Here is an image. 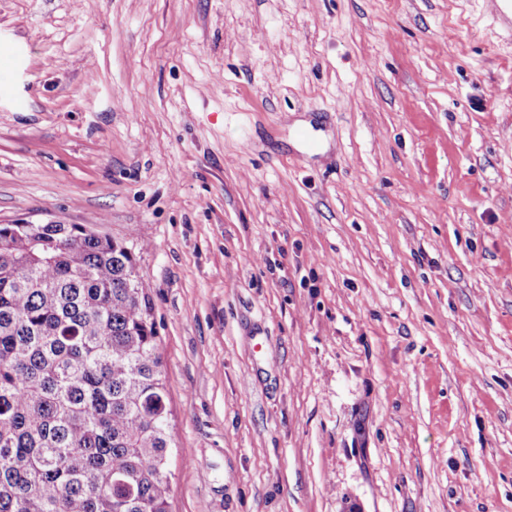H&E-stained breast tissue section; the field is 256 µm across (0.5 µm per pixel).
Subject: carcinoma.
<instances>
[{
	"label": "carcinoma",
	"instance_id": "1",
	"mask_svg": "<svg viewBox=\"0 0 512 512\" xmlns=\"http://www.w3.org/2000/svg\"><path fill=\"white\" fill-rule=\"evenodd\" d=\"M132 248L0 224V512H169V398Z\"/></svg>",
	"mask_w": 512,
	"mask_h": 512
}]
</instances>
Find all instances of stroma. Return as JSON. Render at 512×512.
Segmentation results:
<instances>
[{"mask_svg":"<svg viewBox=\"0 0 512 512\" xmlns=\"http://www.w3.org/2000/svg\"><path fill=\"white\" fill-rule=\"evenodd\" d=\"M495 18V0H0V224L132 247L170 512H512Z\"/></svg>","mask_w":512,"mask_h":512,"instance_id":"35a3bbf8","label":"stroma"}]
</instances>
